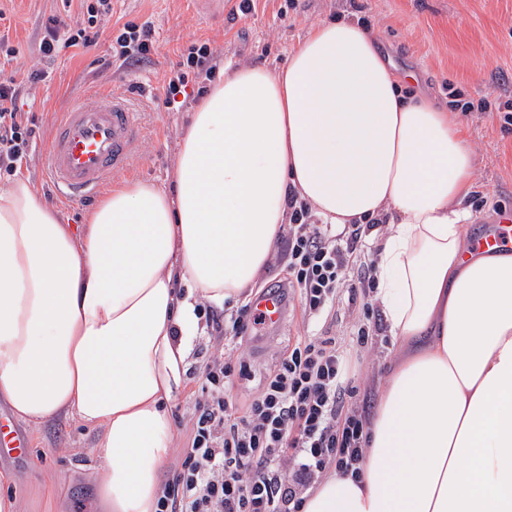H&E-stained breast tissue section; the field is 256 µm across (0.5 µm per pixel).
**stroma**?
I'll use <instances>...</instances> for the list:
<instances>
[{"label":"stroma","instance_id":"stroma-1","mask_svg":"<svg viewBox=\"0 0 512 512\" xmlns=\"http://www.w3.org/2000/svg\"><path fill=\"white\" fill-rule=\"evenodd\" d=\"M350 12L360 14L376 30L399 69L420 71L423 88L438 101L448 102L452 89L474 102L489 101L487 111L461 112L457 118L474 144L476 193L512 208V129L502 128L496 110L499 104L512 103V0H258L248 15L207 18L196 13L192 0H112V15L96 42L63 50L54 64L46 66L45 80L31 88L40 138L48 140L60 112L78 97L94 90L127 94L143 112L144 134L123 178L168 185L190 109L168 110L162 101L167 75L185 46L194 40L208 42L225 65H279L315 23ZM62 13L61 0H0V34L8 33L15 49L12 61L0 72L20 81L31 67L42 65L39 32L48 17ZM127 22L151 25L155 54L133 67L103 68L111 27ZM41 153L40 145L33 147L23 176L38 196L56 204L64 223H86L91 205H57L44 177ZM316 330L294 300L285 305L279 324L260 327L237 341L238 352L251 366V378L234 388V397L248 402L289 345ZM223 351V330L202 325L189 360L187 389L172 408L177 435L168 472L180 469L184 450L192 444V416L201 397L205 365L210 356ZM393 359L388 344L362 351L352 372L361 394L376 398ZM15 433L29 446L20 453L0 454V473L14 478L0 490L15 497L19 512H82L101 469L95 430L60 417L35 426L16 421Z\"/></svg>","mask_w":512,"mask_h":512}]
</instances>
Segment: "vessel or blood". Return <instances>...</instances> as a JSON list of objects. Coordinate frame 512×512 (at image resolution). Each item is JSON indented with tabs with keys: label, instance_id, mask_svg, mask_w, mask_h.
I'll list each match as a JSON object with an SVG mask.
<instances>
[{
	"label": "vessel or blood",
	"instance_id": "vessel-or-blood-1",
	"mask_svg": "<svg viewBox=\"0 0 512 512\" xmlns=\"http://www.w3.org/2000/svg\"><path fill=\"white\" fill-rule=\"evenodd\" d=\"M143 135L141 112L130 97L95 91L74 101L53 127L43 154L46 179L57 199L74 205L99 196L130 170ZM477 249L512 245V215L501 214Z\"/></svg>",
	"mask_w": 512,
	"mask_h": 512
}]
</instances>
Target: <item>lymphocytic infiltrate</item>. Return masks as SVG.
I'll use <instances>...</instances> for the list:
<instances>
[{"label": "lymphocytic infiltrate", "mask_w": 512, "mask_h": 512, "mask_svg": "<svg viewBox=\"0 0 512 512\" xmlns=\"http://www.w3.org/2000/svg\"><path fill=\"white\" fill-rule=\"evenodd\" d=\"M81 23L52 17L38 41V55L50 60L60 48H84L99 36L112 14V0H78ZM110 59L128 64L155 54L149 24L127 23L110 35ZM219 56L208 43L184 47L168 78L163 105L173 109L200 79L215 76ZM29 70L24 81L0 78V176L20 173L40 132L23 109L29 87L41 80ZM289 224L280 237L288 286L305 317L336 315L340 303L361 306L363 317L349 343L322 333L297 339L264 376L246 407L232 395L249 379L243 357L226 353L207 364L193 416L192 445L180 469L168 480L158 512H300L303 493L315 475L337 469L359 476L358 464L370 439L368 405L349 373L348 348L363 349L381 334L369 301L376 287L370 225L335 228L317 223L307 204L288 201ZM294 471H287V459Z\"/></svg>", "instance_id": "obj_1"}]
</instances>
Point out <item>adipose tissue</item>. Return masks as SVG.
Listing matches in <instances>:
<instances>
[{
  "label": "adipose tissue",
  "instance_id": "ef3b65f1",
  "mask_svg": "<svg viewBox=\"0 0 512 512\" xmlns=\"http://www.w3.org/2000/svg\"><path fill=\"white\" fill-rule=\"evenodd\" d=\"M416 80L361 20H325L279 68L222 69L171 188L123 183L74 227L23 177L0 187V398L97 429L91 512H156L196 305L249 301L291 193L326 224L387 217L397 354L360 477L328 470L301 512H512V250L473 248L472 142Z\"/></svg>",
  "mask_w": 512,
  "mask_h": 512
}]
</instances>
